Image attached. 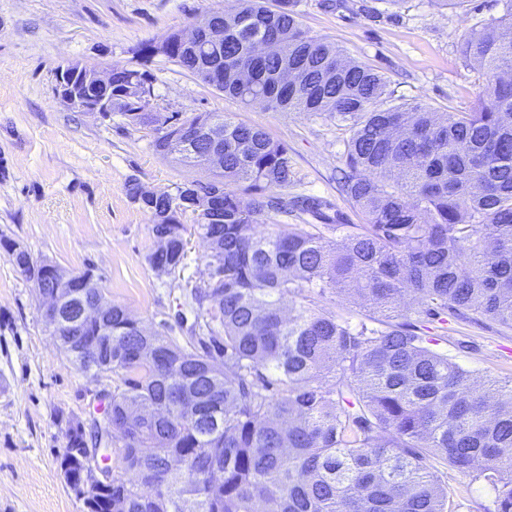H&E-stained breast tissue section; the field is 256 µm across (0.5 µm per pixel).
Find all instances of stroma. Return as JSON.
I'll use <instances>...</instances> for the list:
<instances>
[{
  "instance_id": "1",
  "label": "stroma",
  "mask_w": 512,
  "mask_h": 512,
  "mask_svg": "<svg viewBox=\"0 0 512 512\" xmlns=\"http://www.w3.org/2000/svg\"><path fill=\"white\" fill-rule=\"evenodd\" d=\"M232 0H0V512H86L60 470L71 420L90 422L97 394L112 381L78 370L41 313L32 279L7 243L33 260L92 270L105 294L149 329L186 343L194 315L192 286L209 274L201 237L189 238L184 268L157 275L146 257L155 247L150 216L126 195L129 181L176 193L205 170L157 155L154 132L121 114L77 112L55 93L68 61L103 69L146 68L151 108L168 117L224 112L262 128L287 146L295 182L289 196L314 195L344 223L364 218L337 189L343 127L333 121L260 107L247 109L158 56L139 49L171 31H189L198 15ZM304 30L377 69L395 101L436 111L475 101L479 72L459 54L462 37L499 16L497 0H298ZM435 348L475 376L512 377V329L449 320L432 331ZM454 512H495V494L474 473L439 470Z\"/></svg>"
}]
</instances>
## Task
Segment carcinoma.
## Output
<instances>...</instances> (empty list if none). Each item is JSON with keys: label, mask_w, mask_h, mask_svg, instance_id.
I'll use <instances>...</instances> for the list:
<instances>
[{"label": "carcinoma", "mask_w": 512, "mask_h": 512, "mask_svg": "<svg viewBox=\"0 0 512 512\" xmlns=\"http://www.w3.org/2000/svg\"><path fill=\"white\" fill-rule=\"evenodd\" d=\"M224 30L197 54L174 35L168 60L248 107L324 115L349 134L340 192L366 218L337 224L327 203L288 201V148L219 112L161 118L154 151L196 167L184 127L214 136L224 167L206 180L224 188V209L194 220L210 241L209 280L190 290L196 323L184 346L112 304V323L83 325L99 354L95 371L117 385L89 429L69 426L70 448L87 436L115 448L112 512H453L436 463L477 472L512 512V380L473 374L431 348L447 317L512 328V0L471 31L460 53L482 76L468 111L390 104L387 81L332 43L310 36L295 0H236ZM276 53L259 56L264 41ZM146 70L124 68L112 101L128 109ZM248 183L251 197L230 188ZM298 208L317 220L259 229L269 213ZM165 263L183 268L179 204L144 197ZM327 231L337 232L332 238ZM75 306L103 294L91 278ZM335 293L370 309L350 321L320 305ZM164 415L131 420L130 406ZM112 415V425L106 416Z\"/></svg>", "instance_id": "carcinoma-1"}]
</instances>
